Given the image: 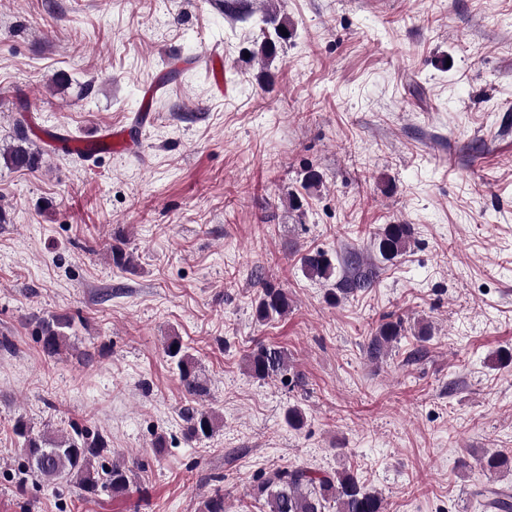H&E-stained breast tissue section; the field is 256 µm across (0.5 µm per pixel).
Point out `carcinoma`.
Masks as SVG:
<instances>
[{"mask_svg": "<svg viewBox=\"0 0 512 512\" xmlns=\"http://www.w3.org/2000/svg\"><path fill=\"white\" fill-rule=\"evenodd\" d=\"M262 39L254 43L253 59L267 62L274 58L277 50L293 36L288 17L277 8L268 7L261 18ZM288 35H283L282 31ZM28 141L24 121H17V144L5 155L7 165L16 170L37 171L41 168V156L23 146ZM411 239L408 224H387L375 234V245L379 254L392 258L406 250ZM301 268L311 278L329 280L335 273V265L329 254L321 249L302 254ZM290 298L288 291L267 282L262 284L254 299V314L259 322H266L288 315ZM75 318L67 313H51L42 317L36 327L35 336L44 355L55 358L61 355L74 333ZM404 332L400 319L382 323L368 343V353L373 359L398 341ZM164 353L175 365L185 393L191 397L206 391L197 369V363L188 348L177 336L165 343ZM247 369L251 377L266 380L288 371V351L277 346L259 344L247 357ZM184 435L189 441L211 438L218 427L217 417L210 411L197 407H186L181 412ZM71 431L54 438L47 430H39L23 415L17 416L12 430L24 455L20 469L23 478L29 480L56 481L74 486L81 491L111 498L128 493L134 483L139 462L136 459L107 461L112 454L106 437L75 422ZM483 469L495 473L512 470V457L500 451L482 452L479 457ZM482 497L481 506L489 512H512V490L508 488L486 489L477 492ZM252 496L264 501L267 512H384L382 494L362 483L354 472L320 471L308 466L293 465L277 467L264 473L253 486Z\"/></svg>", "mask_w": 512, "mask_h": 512, "instance_id": "1", "label": "carcinoma"}]
</instances>
